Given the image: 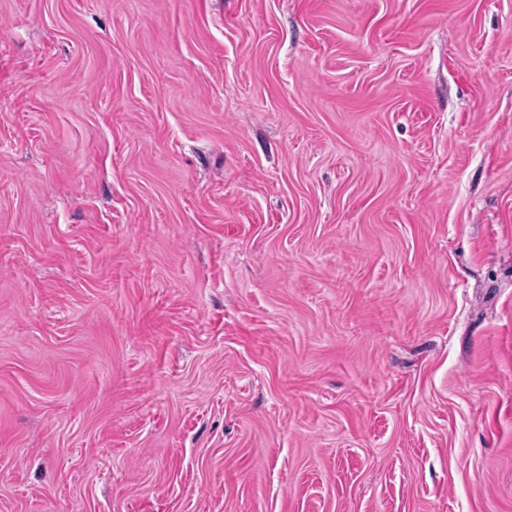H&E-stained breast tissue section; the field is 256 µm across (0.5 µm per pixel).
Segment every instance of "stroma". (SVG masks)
<instances>
[{
  "label": "stroma",
  "mask_w": 512,
  "mask_h": 512,
  "mask_svg": "<svg viewBox=\"0 0 512 512\" xmlns=\"http://www.w3.org/2000/svg\"><path fill=\"white\" fill-rule=\"evenodd\" d=\"M0 512H512V0H0Z\"/></svg>",
  "instance_id": "35a3bbf8"
}]
</instances>
